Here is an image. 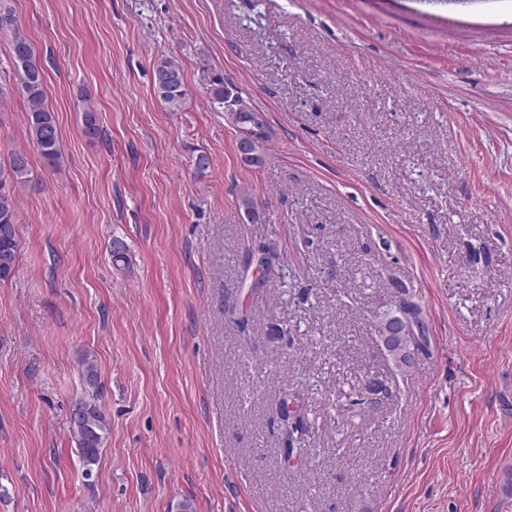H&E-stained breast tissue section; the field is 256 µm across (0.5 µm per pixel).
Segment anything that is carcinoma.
<instances>
[{
    "label": "carcinoma",
    "instance_id": "1",
    "mask_svg": "<svg viewBox=\"0 0 512 512\" xmlns=\"http://www.w3.org/2000/svg\"><path fill=\"white\" fill-rule=\"evenodd\" d=\"M10 33L12 63L20 78L19 91L26 99L28 112V136L38 148L48 166L58 168L62 163L59 132L55 113L46 105L44 69L36 61L35 47L19 29L9 0H0V33ZM153 86L156 96L170 112L182 111L188 96L183 68L178 60L162 57L155 62ZM200 81L206 89L211 103L224 112L231 113L238 128L248 132L250 122L258 114L243 98L233 92L224 82V75L207 67L201 69ZM83 132L95 137L99 132L97 115L92 104H87L82 114ZM31 168L26 153L15 151L8 166L0 165V280L8 279L16 265L19 241L16 233L18 223L17 196L19 190L30 181ZM405 313L416 324L418 340L396 344L387 357L400 372L409 371L408 349H425L428 345L427 327L421 317V309L414 302L402 301ZM85 395L74 400L71 408L70 427L85 474H92L97 464L100 448L111 434L110 423L98 404L99 371L95 358L83 353L78 359Z\"/></svg>",
    "mask_w": 512,
    "mask_h": 512
}]
</instances>
